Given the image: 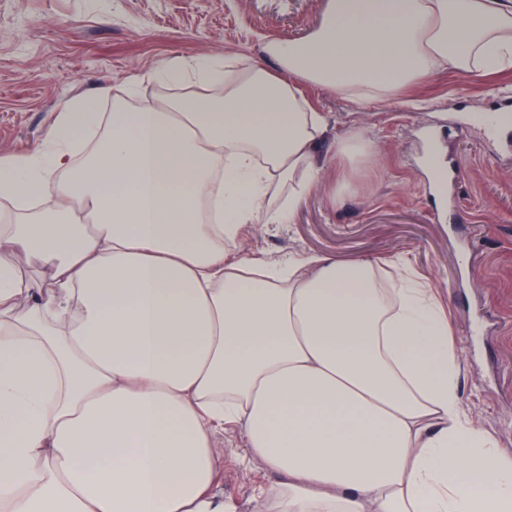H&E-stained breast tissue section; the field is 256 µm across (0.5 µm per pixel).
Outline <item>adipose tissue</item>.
I'll list each match as a JSON object with an SVG mask.
<instances>
[{"label": "adipose tissue", "mask_w": 512, "mask_h": 512, "mask_svg": "<svg viewBox=\"0 0 512 512\" xmlns=\"http://www.w3.org/2000/svg\"><path fill=\"white\" fill-rule=\"evenodd\" d=\"M262 56L149 73L201 85L83 96L0 158V512H236L233 427L275 474L258 512H512V461L459 406L448 318L379 259L233 250L307 193L330 128L303 88L396 100L512 68V0H327ZM40 270L41 279L24 276Z\"/></svg>", "instance_id": "adipose-tissue-1"}]
</instances>
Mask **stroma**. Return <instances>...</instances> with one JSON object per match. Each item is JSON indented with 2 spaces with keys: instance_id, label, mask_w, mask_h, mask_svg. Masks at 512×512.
Listing matches in <instances>:
<instances>
[{
  "instance_id": "stroma-1",
  "label": "stroma",
  "mask_w": 512,
  "mask_h": 512,
  "mask_svg": "<svg viewBox=\"0 0 512 512\" xmlns=\"http://www.w3.org/2000/svg\"><path fill=\"white\" fill-rule=\"evenodd\" d=\"M326 0H0V157L45 138L63 105L106 83L141 77L139 99L157 94L145 73L176 59L259 56L270 39L305 37ZM330 129L317 154L330 158L286 223L260 224L237 249L274 261L285 255L398 257L424 280L448 317L462 364L463 412L512 457V137L489 138L472 117L512 99V69L438 73L397 102L357 101L308 86ZM379 161L340 193L336 141L348 130ZM447 149L442 193L425 164V134ZM220 484L237 512H256L276 477L248 459L238 430L219 435Z\"/></svg>"
}]
</instances>
